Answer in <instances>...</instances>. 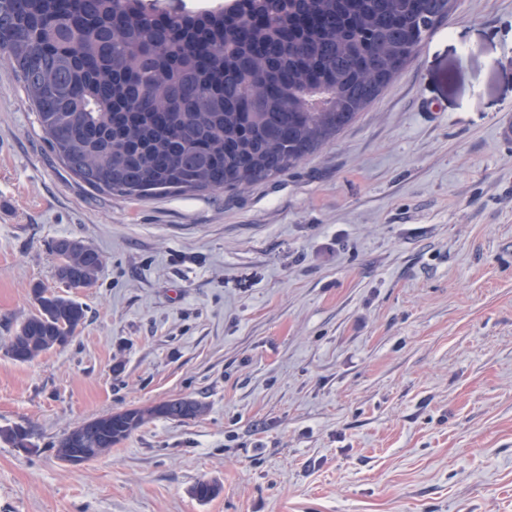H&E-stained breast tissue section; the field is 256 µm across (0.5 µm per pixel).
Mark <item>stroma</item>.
I'll use <instances>...</instances> for the list:
<instances>
[{"instance_id": "35a3bbf8", "label": "stroma", "mask_w": 512, "mask_h": 512, "mask_svg": "<svg viewBox=\"0 0 512 512\" xmlns=\"http://www.w3.org/2000/svg\"><path fill=\"white\" fill-rule=\"evenodd\" d=\"M512 0H453L329 145L237 191L128 198L56 157L0 60V512H512ZM103 258L55 277L52 241ZM86 319L6 353L34 284ZM71 466L78 422L169 398ZM219 484L201 501L194 487ZM81 244V241L60 239L53 245V252L67 259L57 266L56 276L68 288L93 286L103 265L102 256L96 250L92 248V252H86ZM205 411L203 402L190 397H181L116 411L107 418L86 420L79 424H82L88 439L98 446L88 448L89 442L84 437L80 426H76L69 431L68 440L71 448L68 456L63 459L68 451L67 434L56 445L57 456L67 464H81L97 458L99 453L101 455L106 453L114 445L127 439L134 431L157 418L184 422L202 416ZM103 427L107 428L105 436L100 430Z\"/></svg>"}]
</instances>
